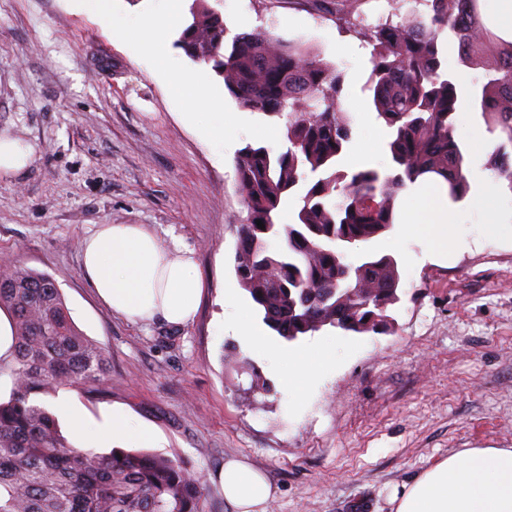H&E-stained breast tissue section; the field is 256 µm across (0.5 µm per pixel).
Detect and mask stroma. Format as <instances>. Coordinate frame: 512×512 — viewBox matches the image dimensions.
<instances>
[{
  "mask_svg": "<svg viewBox=\"0 0 512 512\" xmlns=\"http://www.w3.org/2000/svg\"><path fill=\"white\" fill-rule=\"evenodd\" d=\"M231 34L269 33L300 43L345 72L348 98L362 100L370 70L366 41L410 0H204ZM162 0H110L111 19L86 0H0V134L32 146L21 171L0 174V259L48 274L75 326L107 354L110 393L89 398L65 387L94 419L112 412L151 428L153 451L179 459L201 483V512H233L218 479L228 458L263 470L274 488L268 512H392L391 497L436 461L470 448H512V188L480 205L449 203L458 221L448 250L397 223L367 245L398 261L401 300L382 332L332 327L289 342L295 355L314 338H335L336 356L310 398L289 390L268 361L224 329V292L251 307L234 270L236 226L246 212L235 156L246 145L282 148L283 123L225 96L219 108L187 106L181 76L219 86L207 63L163 30L169 60L145 61L121 26L162 12ZM245 122L216 155L210 129ZM354 142L376 145L388 163L385 125L354 113ZM480 129L483 140L466 135ZM455 133L466 158L489 169L507 138L491 116L465 110ZM100 224H144L163 244L192 250L205 290L196 317L174 328L132 323L100 304L82 275L80 245ZM271 382L250 390V373Z\"/></svg>",
  "mask_w": 512,
  "mask_h": 512,
  "instance_id": "obj_1",
  "label": "stroma"
}]
</instances>
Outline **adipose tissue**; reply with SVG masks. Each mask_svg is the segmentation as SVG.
<instances>
[{
	"instance_id": "1",
	"label": "adipose tissue",
	"mask_w": 512,
	"mask_h": 512,
	"mask_svg": "<svg viewBox=\"0 0 512 512\" xmlns=\"http://www.w3.org/2000/svg\"><path fill=\"white\" fill-rule=\"evenodd\" d=\"M445 185L427 179L408 189L415 207L404 217L411 231L430 236L437 249L448 247V211L438 205ZM81 270L100 302L112 314L131 320L162 318L174 326L196 315L205 282L188 252L160 245L143 224H102L85 238ZM335 346L315 345L299 353L284 373L288 386L310 389L324 372ZM58 412L81 437L104 435L146 448L156 441L146 427L123 416L97 421L69 402ZM224 498L235 512H266L273 488L248 461L227 459L220 475ZM395 512H512V449L474 448L428 468L393 500Z\"/></svg>"
}]
</instances>
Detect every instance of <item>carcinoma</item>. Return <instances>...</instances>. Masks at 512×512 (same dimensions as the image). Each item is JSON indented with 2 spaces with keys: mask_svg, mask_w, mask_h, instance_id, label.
Wrapping results in <instances>:
<instances>
[{
  "mask_svg": "<svg viewBox=\"0 0 512 512\" xmlns=\"http://www.w3.org/2000/svg\"><path fill=\"white\" fill-rule=\"evenodd\" d=\"M426 11L369 36L371 72L363 87L388 129L384 169L344 170L353 137L344 95L345 74L300 45L267 34L227 38L221 15L192 12L177 40L185 55L213 64L224 89L243 107L286 119L284 147L246 145L235 158L247 217L237 225L234 269L242 288L278 336L295 341L325 326H365L361 306L371 300L383 322L400 302L398 264L365 245L397 220L398 194L420 179L440 178L448 198L468 189L465 153L455 138L461 90L445 71L442 32L458 42L460 61L479 66L491 55L472 104L495 117L512 145V39L494 30L481 0H418ZM492 167L512 189V152L501 146ZM297 201L294 223L276 213ZM262 221L265 228L257 226ZM362 259L347 261V252ZM13 318L16 351L0 360L10 379L0 400V512H200L199 481L177 460L145 451L76 448L56 417L36 402L64 386L103 395L111 381L104 349L72 322L56 283L47 275L0 263V309Z\"/></svg>",
  "mask_w": 512,
  "mask_h": 512,
  "instance_id": "1",
  "label": "carcinoma"
}]
</instances>
